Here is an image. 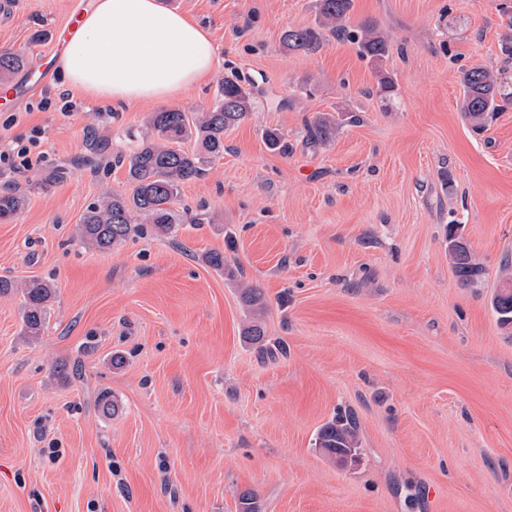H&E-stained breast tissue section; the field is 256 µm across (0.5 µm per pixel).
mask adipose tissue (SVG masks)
I'll return each instance as SVG.
<instances>
[{
    "label": "adipose tissue",
    "instance_id": "ef3b65f1",
    "mask_svg": "<svg viewBox=\"0 0 512 512\" xmlns=\"http://www.w3.org/2000/svg\"><path fill=\"white\" fill-rule=\"evenodd\" d=\"M217 64L205 27L164 0H92L56 62L65 89L116 108L177 98Z\"/></svg>",
    "mask_w": 512,
    "mask_h": 512
}]
</instances>
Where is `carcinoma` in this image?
<instances>
[{
	"instance_id": "carcinoma-1",
	"label": "carcinoma",
	"mask_w": 512,
	"mask_h": 512,
	"mask_svg": "<svg viewBox=\"0 0 512 512\" xmlns=\"http://www.w3.org/2000/svg\"><path fill=\"white\" fill-rule=\"evenodd\" d=\"M315 25L284 32V47L292 52L309 53L322 43L323 31L357 45L363 58L378 64L388 53V40L377 25L365 19L350 24L352 0H318ZM26 65L23 54L0 52V81H7ZM462 88L460 110L472 128L481 131L494 113L512 102V73L502 67L496 71L482 66L464 68L459 76ZM255 90L237 77L224 78L217 88L214 105L205 112L192 115L176 109L153 112L147 132L135 138L136 144L128 156V193H114L99 203L90 205L79 225L81 242L89 248L110 250L129 238L144 233L150 224L160 233L172 232L180 223L174 209L182 186L197 179L205 167L224 154V134L244 121L255 108ZM358 115L341 112L334 116L318 113L307 122L318 140L325 142L336 136L344 123H357ZM195 148H182L188 140ZM26 205V199L15 193L0 194V223L11 221ZM448 256L453 262L460 283L473 286L483 269L474 263L458 233V225H448ZM20 288L24 299L23 330L29 336L39 335L47 313V305L55 295L53 283L32 278L17 285L0 278V295ZM499 323L512 327V282L502 285L491 302ZM245 336L263 352L274 354L264 347L265 333L258 321L245 330ZM315 446L330 459L347 464L356 461L360 448L359 424L350 410L336 413L318 430ZM237 512H261L257 494L245 490L239 494Z\"/></svg>"
}]
</instances>
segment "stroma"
Here are the masks:
<instances>
[{"instance_id": "stroma-1", "label": "stroma", "mask_w": 512, "mask_h": 512, "mask_svg": "<svg viewBox=\"0 0 512 512\" xmlns=\"http://www.w3.org/2000/svg\"><path fill=\"white\" fill-rule=\"evenodd\" d=\"M13 2L0 51L28 58L89 4ZM165 3L208 26L210 77L120 110L80 96L65 117L37 108L61 94L55 74L0 126V144L40 127L46 152L0 175V193L27 198L0 223V277L56 286L36 337L21 294L0 296V512H236L246 488L262 512H512V329L491 308L512 263V106L474 133L459 83L461 68L502 65L512 0H353L352 22L389 40L388 98L352 42L284 48L317 0ZM233 72L257 104L184 184L186 223L84 247L87 207L127 188L129 133L154 112L210 109ZM344 109L360 123L310 144L307 121ZM268 128L287 153L267 148ZM450 224L484 269L478 287L456 277ZM248 285L285 353L245 337ZM340 408L360 420L352 464L315 446Z\"/></svg>"}]
</instances>
